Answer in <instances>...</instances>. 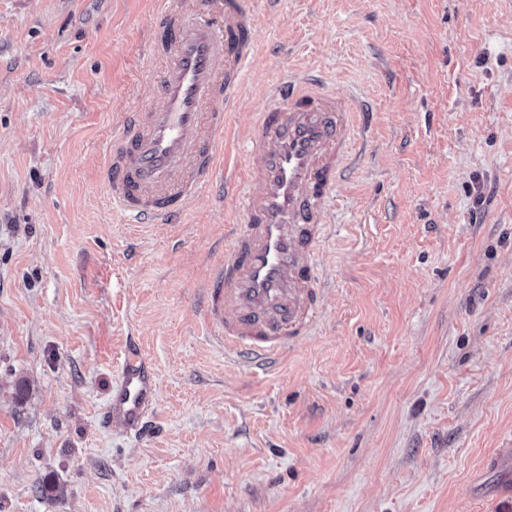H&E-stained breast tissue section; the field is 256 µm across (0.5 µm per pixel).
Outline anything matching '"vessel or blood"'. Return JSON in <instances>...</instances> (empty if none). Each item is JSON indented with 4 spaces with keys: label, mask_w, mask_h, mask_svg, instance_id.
<instances>
[{
    "label": "vessel or blood",
    "mask_w": 512,
    "mask_h": 512,
    "mask_svg": "<svg viewBox=\"0 0 512 512\" xmlns=\"http://www.w3.org/2000/svg\"><path fill=\"white\" fill-rule=\"evenodd\" d=\"M152 52L159 106L125 113L104 160L124 223H178L212 183L224 118L256 47L252 0H163ZM356 115L312 71L275 87L248 126L240 224L203 291V327L228 357L273 366L309 335L319 308L318 246L326 201L341 180ZM156 402L152 365L128 347L103 423L143 431Z\"/></svg>",
    "instance_id": "vessel-or-blood-1"
}]
</instances>
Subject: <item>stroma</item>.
<instances>
[{
	"mask_svg": "<svg viewBox=\"0 0 512 512\" xmlns=\"http://www.w3.org/2000/svg\"><path fill=\"white\" fill-rule=\"evenodd\" d=\"M157 7L0 0V512H512V0H255L222 170L302 70L369 113L317 327L269 371L200 323L234 194L179 224L110 206ZM131 337L142 434L102 425Z\"/></svg>",
	"mask_w": 512,
	"mask_h": 512,
	"instance_id": "stroma-1",
	"label": "stroma"
}]
</instances>
